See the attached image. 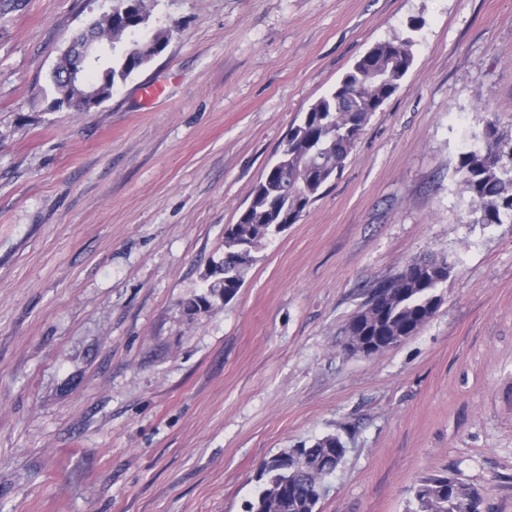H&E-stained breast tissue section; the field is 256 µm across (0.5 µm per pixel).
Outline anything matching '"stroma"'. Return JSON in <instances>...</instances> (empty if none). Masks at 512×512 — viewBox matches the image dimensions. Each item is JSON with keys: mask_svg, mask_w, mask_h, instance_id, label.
<instances>
[{"mask_svg": "<svg viewBox=\"0 0 512 512\" xmlns=\"http://www.w3.org/2000/svg\"><path fill=\"white\" fill-rule=\"evenodd\" d=\"M166 49L88 112L56 64L108 0L0 6V512H245L260 465L347 452L318 512H416L423 480L512 512V224L458 171L512 135V0H151ZM413 63L340 176L230 301H186L290 129L375 44ZM436 314L377 356L343 329L415 258Z\"/></svg>", "mask_w": 512, "mask_h": 512, "instance_id": "stroma-1", "label": "stroma"}]
</instances>
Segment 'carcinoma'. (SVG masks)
Segmentation results:
<instances>
[{"label":"carcinoma","instance_id":"obj_1","mask_svg":"<svg viewBox=\"0 0 512 512\" xmlns=\"http://www.w3.org/2000/svg\"><path fill=\"white\" fill-rule=\"evenodd\" d=\"M112 85L127 80L149 63L148 55L132 51L140 40V21L150 16L148 0H113ZM412 40L385 41L372 47L343 75L338 84L302 113L283 147L288 162L274 161L253 189L237 223L224 232V254L211 261L210 275L223 285L207 284V292L187 305L209 306L242 288L255 261L254 253L295 224L339 175L354 151L372 114L397 91L409 71ZM474 144L461 154L458 172L470 194L478 224H512V136L498 122L487 120L473 135ZM449 275L448 257L428 254L409 263L393 278L373 287L344 335L413 336L434 316L442 297L438 288ZM337 435L312 445L292 448L262 465L267 480L248 512H316L324 481L342 461ZM464 484L432 477L417 490L420 512H471L460 492Z\"/></svg>","mask_w":512,"mask_h":512}]
</instances>
